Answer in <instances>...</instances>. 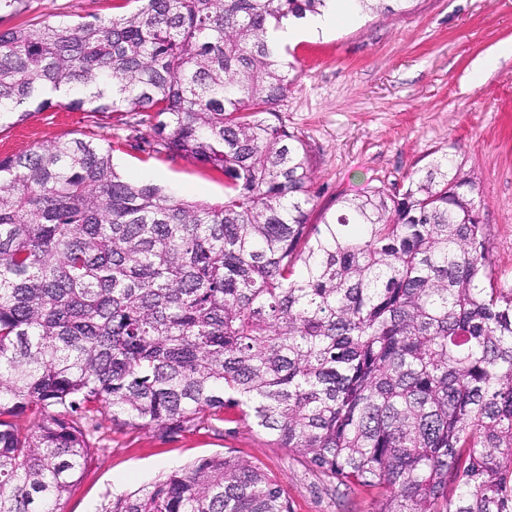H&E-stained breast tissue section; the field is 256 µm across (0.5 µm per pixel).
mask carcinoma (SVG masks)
<instances>
[{"instance_id":"carcinoma-1","label":"carcinoma","mask_w":512,"mask_h":512,"mask_svg":"<svg viewBox=\"0 0 512 512\" xmlns=\"http://www.w3.org/2000/svg\"><path fill=\"white\" fill-rule=\"evenodd\" d=\"M0 30V122L135 112L224 200L125 179L73 138L0 158V512H62L87 423L168 436L224 410L379 512H512V288L476 183L443 156L308 223L270 29L331 0H134ZM410 0H352L360 14ZM101 512H291L258 464L203 458Z\"/></svg>"}]
</instances>
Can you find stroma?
<instances>
[{
  "instance_id": "stroma-1",
  "label": "stroma",
  "mask_w": 512,
  "mask_h": 512,
  "mask_svg": "<svg viewBox=\"0 0 512 512\" xmlns=\"http://www.w3.org/2000/svg\"><path fill=\"white\" fill-rule=\"evenodd\" d=\"M119 0H27L32 18H108ZM512 41V0H411L402 15L368 13L289 46L295 68L279 106L305 144L313 171L308 221L336 212V199L372 187H402L433 159L450 156L477 184L475 203L489 231V261L512 286V58L473 85L475 62ZM108 139L117 170L164 186L175 197L224 198L223 175L189 158L154 150L150 124L133 114L53 108L0 128V157L74 137ZM96 449L64 499L63 512H101L109 495L133 491L199 459L232 452L257 462L281 486L292 512H378V490L344 487L309 467L275 437L239 419L162 438L115 429L97 418Z\"/></svg>"
}]
</instances>
